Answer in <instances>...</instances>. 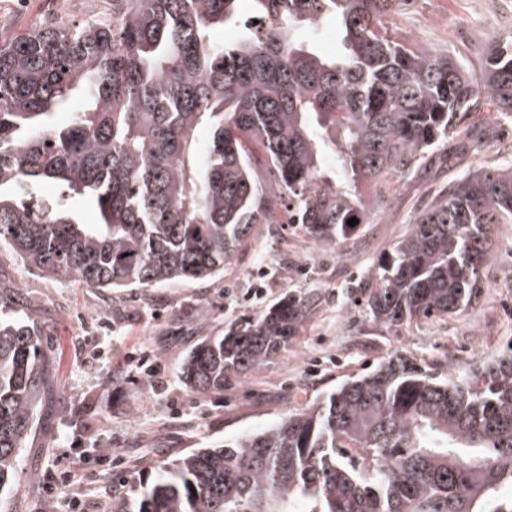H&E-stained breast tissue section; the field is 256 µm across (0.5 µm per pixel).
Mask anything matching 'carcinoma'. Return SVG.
<instances>
[{
    "mask_svg": "<svg viewBox=\"0 0 512 512\" xmlns=\"http://www.w3.org/2000/svg\"><path fill=\"white\" fill-rule=\"evenodd\" d=\"M111 2L0 41V243L47 277L215 278L281 211L315 242L346 239L380 204L364 189L425 171L449 134H468L458 117L491 105L512 120V39L476 72L397 38L384 20L410 0H250L261 28L230 42L213 32L237 25L240 0ZM329 22L342 51L323 57L299 36ZM45 182L54 194L29 200ZM81 203L98 223L81 222ZM497 224H512V161L414 217L366 292L372 320L467 310ZM308 308L290 293L200 338L180 366L186 390L222 392L273 360ZM43 345L0 320V493L35 432ZM506 484L512 344L466 368L395 354L268 427L159 461L110 512H512Z\"/></svg>",
    "mask_w": 512,
    "mask_h": 512,
    "instance_id": "1",
    "label": "carcinoma"
}]
</instances>
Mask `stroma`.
I'll return each instance as SVG.
<instances>
[{
    "instance_id": "obj_1",
    "label": "stroma",
    "mask_w": 512,
    "mask_h": 512,
    "mask_svg": "<svg viewBox=\"0 0 512 512\" xmlns=\"http://www.w3.org/2000/svg\"><path fill=\"white\" fill-rule=\"evenodd\" d=\"M65 12L61 0H0V39ZM389 23L404 41L448 51L476 69L484 46L512 37V0H414ZM436 155L429 174L382 184L385 205L349 238L324 245L295 227L257 224L215 279L92 288L74 276L37 274L0 245V316L45 336L50 383L70 408L64 417L55 400L43 399L0 512H44L43 482L63 455L73 465L58 489V512H109L113 499L125 497L137 474L156 460L271 424L386 357L465 366L501 351L512 341V224L497 225L482 270L484 289L464 313L389 328L365 307V288L417 210L449 181L512 160V123L498 125L487 140L450 139ZM289 292L310 299L299 335L223 392L191 396L179 369L195 341L222 335L230 323ZM134 349L149 353L151 370L126 361ZM104 448L118 463L101 460ZM74 486L80 489L76 501Z\"/></svg>"
}]
</instances>
